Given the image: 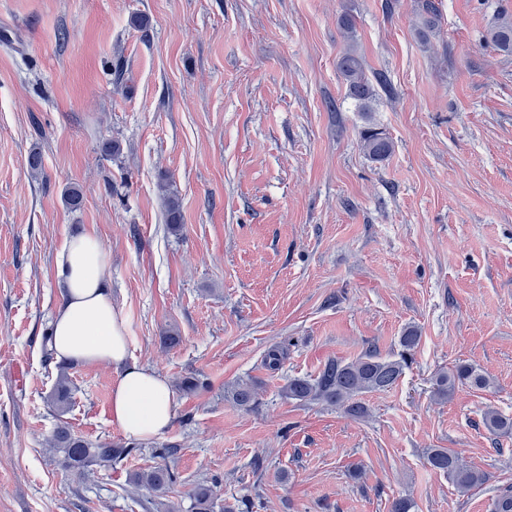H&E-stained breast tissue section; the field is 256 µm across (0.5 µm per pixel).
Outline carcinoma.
<instances>
[{
  "instance_id": "obj_1",
  "label": "carcinoma",
  "mask_w": 512,
  "mask_h": 512,
  "mask_svg": "<svg viewBox=\"0 0 512 512\" xmlns=\"http://www.w3.org/2000/svg\"><path fill=\"white\" fill-rule=\"evenodd\" d=\"M416 32L422 42H429L430 34L441 23V11L436 0H417L415 9ZM338 24L343 30L347 44L342 50L337 69L346 83L348 96L364 108L376 100V86L383 85L379 74L369 77L365 61L354 42L355 18L348 12L342 13ZM497 51L512 55V15L501 14L496 18L486 35ZM359 142L364 154L373 162H383L392 153V140L388 133L375 125H367L359 132ZM419 331L410 326L399 337L401 351L381 355L369 350L352 361H329L315 379L293 377L281 387V395L299 404L322 401L334 404L348 415L359 419L367 414V407L361 397L367 393L384 391L393 387L405 374L412 363V351L419 345ZM468 384L485 389L490 380L477 369L459 363L435 378L434 393L440 400L449 398L456 386ZM234 404L249 409L256 398L255 385L239 383L230 389ZM72 404L70 378L61 372L57 378L52 405L64 414ZM485 428L494 435L512 434V417L489 408L483 413ZM52 448L61 455L65 468L79 476H86L96 468L110 467L124 460L130 453L128 448H114L110 441H87L75 435L68 427L57 428L51 439ZM427 464L434 470L448 475L457 490L468 493L490 480L482 470L464 464L459 457L448 453L445 448H430L426 453ZM173 480V473L166 464H158L147 470L130 475V481L155 492L165 491ZM193 510L213 512L210 489L200 487L195 493ZM490 512H512V485L498 489L490 504Z\"/></svg>"
}]
</instances>
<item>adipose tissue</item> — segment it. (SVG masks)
I'll list each match as a JSON object with an SVG mask.
<instances>
[{"instance_id": "adipose-tissue-1", "label": "adipose tissue", "mask_w": 512, "mask_h": 512, "mask_svg": "<svg viewBox=\"0 0 512 512\" xmlns=\"http://www.w3.org/2000/svg\"><path fill=\"white\" fill-rule=\"evenodd\" d=\"M105 264L106 253L93 233L65 244L59 263L63 301L53 319V348L65 362L112 364L111 420L126 437L148 439L169 427L173 394L158 373L128 365L127 325L112 306Z\"/></svg>"}]
</instances>
